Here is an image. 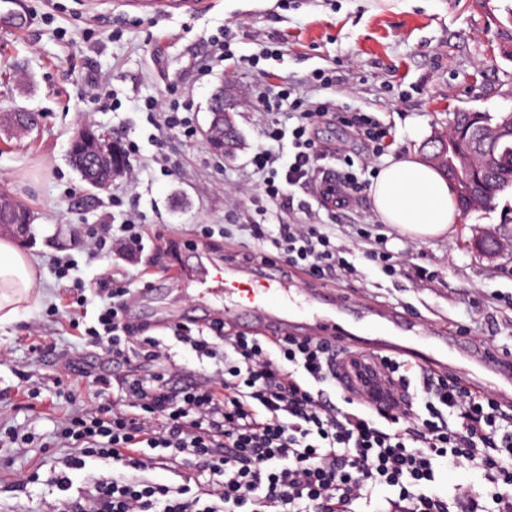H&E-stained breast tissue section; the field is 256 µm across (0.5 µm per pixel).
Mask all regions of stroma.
I'll return each mask as SVG.
<instances>
[{
  "instance_id": "stroma-1",
  "label": "stroma",
  "mask_w": 512,
  "mask_h": 512,
  "mask_svg": "<svg viewBox=\"0 0 512 512\" xmlns=\"http://www.w3.org/2000/svg\"><path fill=\"white\" fill-rule=\"evenodd\" d=\"M223 29L237 54L275 41L282 60L263 62L259 75L228 61L198 77L210 53L208 38ZM329 67L345 79L343 102L394 122L389 160L419 153L424 139L447 127L449 113L512 110V0H201L189 13H145L127 0H0V115L26 109L38 116L37 127L19 137L0 127V186L33 215L26 234L0 224V237L12 239L42 272L32 300L0 327V429L50 438L76 405L97 404L94 378L113 372L100 349L74 336L68 320L46 315L69 301L50 272L54 259L82 258L86 225L121 223L112 195L183 243L160 252L153 267L143 258L122 260L135 289L144 279H162L167 268L191 265L187 243L199 242L220 258L242 238L230 215L241 198L242 165L261 142L256 107H238L241 143L221 159L202 136L172 138L159 150L148 145L151 127L139 103L166 98L169 86H179L203 130L217 86L241 93L256 80L275 90L283 79L301 83ZM107 79L120 91V109L99 93ZM85 126L143 142L135 178L119 175L105 190L82 180L69 150ZM158 151L168 157L171 175L155 163ZM200 224L224 231L201 241ZM485 229L512 239V189L492 208L458 215L448 236L414 240V262L433 271L432 280L382 276L374 287L342 283L338 289L357 303L404 309L427 327L462 328L472 339L512 350V306L497 299L512 293V249L494 260L472 249L470 239ZM35 328L54 346L39 358L30 349ZM71 361L88 372L75 384L74 404L58 395L72 385ZM32 388L38 397H29ZM67 454L64 448L0 447V512H54L61 493L45 479ZM32 470L41 482L14 491Z\"/></svg>"
}]
</instances>
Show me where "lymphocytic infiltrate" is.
Listing matches in <instances>:
<instances>
[{"label":"lymphocytic infiltrate","instance_id":"f902f5d3","mask_svg":"<svg viewBox=\"0 0 512 512\" xmlns=\"http://www.w3.org/2000/svg\"><path fill=\"white\" fill-rule=\"evenodd\" d=\"M342 81L330 68L313 72L303 87L287 80L274 93L259 84L245 90L265 120L243 168L251 186L248 237L237 248L242 259H279L319 285L357 281L360 258L393 279L413 255L409 245L395 252L371 246L370 224L356 227L363 251L324 229L378 176L375 162L394 139L375 113L321 98ZM144 108L155 146L169 133L196 137L192 115L178 103L150 98ZM328 117L363 140L368 156L323 144L315 128ZM328 196L336 207L319 215L312 203ZM293 209L307 222L279 221V212ZM88 238L97 259L161 247L131 211L119 225H90ZM77 269L71 258L54 275L68 283L73 324L83 327L85 342L115 364L143 361L158 370L115 383L98 376L101 390L118 387L123 402L81 409L58 428L53 445L70 454L48 477L63 493L56 512H512V411L490 394L384 358L388 378L410 387L412 400L376 410L342 389L326 341L231 335L220 324L197 335L174 329V339L198 357L221 360L209 384L177 386L169 346L125 322V282L108 270L89 284ZM94 284L107 300L90 324L82 311ZM90 459L111 466V475L70 495V471ZM160 463L205 478L178 485L147 478ZM464 465L478 472L482 491H442L441 471Z\"/></svg>","mask_w":512,"mask_h":512}]
</instances>
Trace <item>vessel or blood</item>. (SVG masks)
I'll use <instances>...</instances> for the list:
<instances>
[{"mask_svg": "<svg viewBox=\"0 0 512 512\" xmlns=\"http://www.w3.org/2000/svg\"><path fill=\"white\" fill-rule=\"evenodd\" d=\"M173 282L199 286L193 303L175 321L238 323L269 337H320L336 348L339 381L370 405L400 400L401 385L375 376L361 381L355 357L404 360L423 370L459 377L466 386L491 393L505 408L512 407V356L489 343L466 338L464 332L425 330L406 310L375 304L356 305L326 288H304L300 274L282 263H241L198 257L190 275H173Z\"/></svg>", "mask_w": 512, "mask_h": 512, "instance_id": "b4317fda", "label": "vessel or blood"}]
</instances>
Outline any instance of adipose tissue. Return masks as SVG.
I'll return each instance as SVG.
<instances>
[{
	"label": "adipose tissue",
	"instance_id": "1",
	"mask_svg": "<svg viewBox=\"0 0 512 512\" xmlns=\"http://www.w3.org/2000/svg\"><path fill=\"white\" fill-rule=\"evenodd\" d=\"M383 223L417 239L446 235L456 222L448 180L426 161L409 156L384 166L370 188ZM40 278L36 264L9 239L0 238V325L13 322Z\"/></svg>",
	"mask_w": 512,
	"mask_h": 512
}]
</instances>
